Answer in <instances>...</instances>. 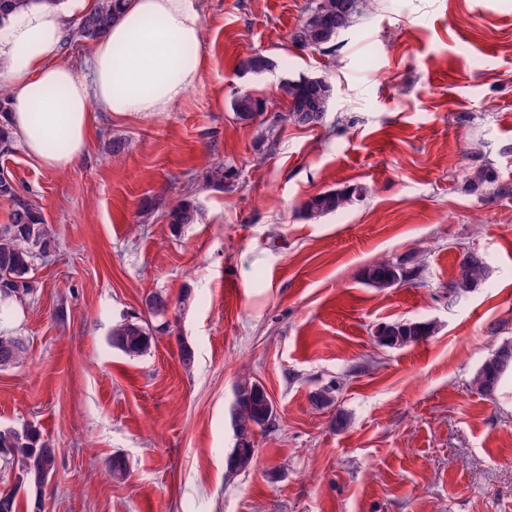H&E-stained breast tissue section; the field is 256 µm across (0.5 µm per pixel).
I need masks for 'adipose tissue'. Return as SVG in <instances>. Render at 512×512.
I'll return each instance as SVG.
<instances>
[{"label": "adipose tissue", "mask_w": 512, "mask_h": 512, "mask_svg": "<svg viewBox=\"0 0 512 512\" xmlns=\"http://www.w3.org/2000/svg\"><path fill=\"white\" fill-rule=\"evenodd\" d=\"M201 0H127L90 49V75L60 60L65 17L33 7L0 26L4 119L28 155L65 170L86 151L94 111L146 120L172 111L200 79Z\"/></svg>", "instance_id": "adipose-tissue-1"}]
</instances>
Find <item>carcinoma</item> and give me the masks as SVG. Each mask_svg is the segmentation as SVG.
Listing matches in <instances>:
<instances>
[{"label":"carcinoma","mask_w":512,"mask_h":512,"mask_svg":"<svg viewBox=\"0 0 512 512\" xmlns=\"http://www.w3.org/2000/svg\"><path fill=\"white\" fill-rule=\"evenodd\" d=\"M64 0H0V25L10 17L33 6L47 4L57 6ZM126 0H95L93 8L79 20L69 37L97 39L105 34L112 18L119 14ZM375 0H316L307 18L293 35L294 42L303 49L325 50L333 46L336 37L349 28L355 19L370 11ZM280 92L288 100V111L276 112L275 123L292 122L299 125H315L322 121L334 89L321 78L301 77L285 80ZM232 109L238 120L253 121L271 111V103L249 93L234 99ZM367 189L363 186L342 190L320 192L302 204L309 219L343 210L361 201ZM0 195L16 199L10 223L0 225V367L15 365L22 361L24 346L9 327L12 304L15 300L29 296L36 290L31 276L34 260L47 256L54 247L42 216L35 206L17 198L16 188L4 176H0ZM169 224L179 228L196 221V208L184 199L168 208ZM402 276L404 282L416 279L417 272L404 263L383 260L365 268V281L376 288L396 286L395 279ZM489 275L483 257L477 253H466L459 264L456 278L450 290L458 294L470 292L482 285ZM169 299L154 293L146 299V308L153 316H163L169 310ZM385 334L379 342L388 347L418 343L434 332V324L413 320L384 324ZM154 340L148 324L124 321L112 328V347L124 354L138 357L146 354ZM512 363V344L500 347L478 370L473 379L477 391L489 394L497 388L502 376ZM274 409L262 384L243 381L238 384L232 408L234 447L229 453L230 470L242 472L255 461L256 431H264L273 424ZM57 466V449L44 439L34 425L22 428L0 427V470L11 474L13 483L7 487L8 494L0 495V512H20L19 493L26 494L27 512H44V490Z\"/></svg>","instance_id":"obj_1"}]
</instances>
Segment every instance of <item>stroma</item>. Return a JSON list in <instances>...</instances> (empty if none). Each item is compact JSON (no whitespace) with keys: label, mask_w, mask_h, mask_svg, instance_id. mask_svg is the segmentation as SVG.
I'll return each instance as SVG.
<instances>
[{"label":"stroma","mask_w":512,"mask_h":512,"mask_svg":"<svg viewBox=\"0 0 512 512\" xmlns=\"http://www.w3.org/2000/svg\"><path fill=\"white\" fill-rule=\"evenodd\" d=\"M310 2L203 0L197 86L149 121L95 112L68 169L0 144L18 193L0 196V224L28 200L56 243L15 305L26 358L0 368V426L34 424L57 450L46 512H512V387L472 384L512 341V0H375L329 53L292 40ZM255 53L272 68L242 71ZM303 76L335 89L323 124L236 118L244 92L285 111L281 82ZM219 165L233 173L221 185ZM482 165L495 182L466 191ZM356 185L362 201L305 217L308 197ZM176 199L198 210L177 233ZM469 249L491 275L451 297ZM406 256L418 283H365ZM155 292L171 301L162 319L146 310ZM411 319L434 334L378 343L377 325ZM124 320L157 327L145 355L112 347ZM244 380L276 420L235 474ZM326 385L333 403L312 402Z\"/></svg>","instance_id":"obj_1"}]
</instances>
